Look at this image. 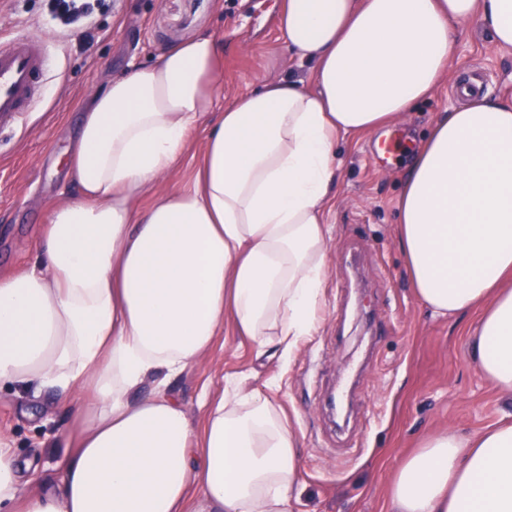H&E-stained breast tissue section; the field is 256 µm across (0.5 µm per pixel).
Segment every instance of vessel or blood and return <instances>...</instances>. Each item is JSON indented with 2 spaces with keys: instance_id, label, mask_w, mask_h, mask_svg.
<instances>
[{
  "instance_id": "1",
  "label": "vessel or blood",
  "mask_w": 512,
  "mask_h": 512,
  "mask_svg": "<svg viewBox=\"0 0 512 512\" xmlns=\"http://www.w3.org/2000/svg\"><path fill=\"white\" fill-rule=\"evenodd\" d=\"M51 58L41 42L17 36L0 42V126L29 112L44 96Z\"/></svg>"
}]
</instances>
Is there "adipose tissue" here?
<instances>
[{
	"instance_id": "1",
	"label": "adipose tissue",
	"mask_w": 512,
	"mask_h": 512,
	"mask_svg": "<svg viewBox=\"0 0 512 512\" xmlns=\"http://www.w3.org/2000/svg\"><path fill=\"white\" fill-rule=\"evenodd\" d=\"M479 19L512 50V0H281L295 72L222 112L224 45L201 34L94 93L67 163L77 196L40 228L34 265L0 276V387L52 395L72 421L58 481L0 438V512H288L298 438L268 382L172 391L225 329L288 364L319 328L340 140L377 131L453 77ZM402 180L397 240L418 303L477 317L476 374L512 397V103L462 90ZM217 113L193 185L138 209ZM391 512H512V421L428 436Z\"/></svg>"
}]
</instances>
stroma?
<instances>
[{
  "label": "stroma",
  "instance_id": "35a3bbf8",
  "mask_svg": "<svg viewBox=\"0 0 512 512\" xmlns=\"http://www.w3.org/2000/svg\"><path fill=\"white\" fill-rule=\"evenodd\" d=\"M279 0H101L89 22L65 29L48 0H0V37L47 39L54 67L43 101L0 127V274L31 262L38 229L75 186L66 153L78 135L91 92L129 64H153L171 47L208 31L224 43L220 103L261 77L287 74ZM454 67L484 74L491 96L512 100V51L495 49L469 25L457 37ZM444 85L412 112L377 132L340 143L342 167L328 222V278L321 327L288 365L256 360L251 345L225 331L211 353L175 385L194 425L198 400L225 377L245 388L275 380V398L299 437L302 484L290 512H388L387 485L402 459L430 432L472 435L512 414V402L475 374L469 325L474 314L433 317L417 303L396 236L394 202L411 158L391 169L374 143L398 137L417 147L432 120L458 106ZM67 413L52 396L0 392V437L17 454L40 456L39 477L55 476L51 443Z\"/></svg>",
  "mask_w": 512,
  "mask_h": 512
}]
</instances>
